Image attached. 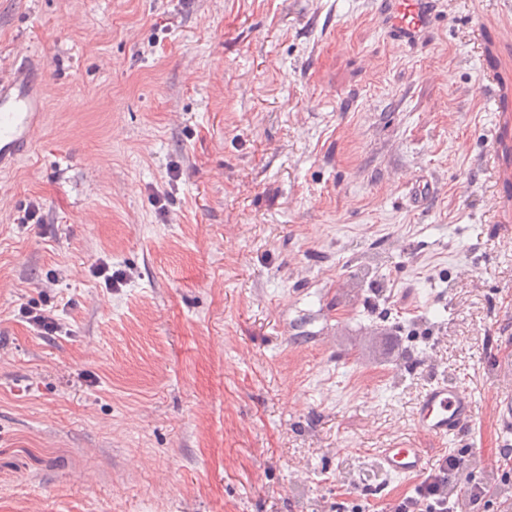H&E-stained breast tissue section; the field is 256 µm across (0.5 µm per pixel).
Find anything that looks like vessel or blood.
<instances>
[{"label":"vessel or blood","instance_id":"vessel-or-blood-1","mask_svg":"<svg viewBox=\"0 0 512 512\" xmlns=\"http://www.w3.org/2000/svg\"><path fill=\"white\" fill-rule=\"evenodd\" d=\"M375 10L389 38L404 47L424 41L434 27L436 0H374ZM44 94L36 78L26 72L0 80V170L29 151L36 141L44 109ZM476 419L472 396L444 381L431 384L418 397L412 421L427 438L445 441L461 434ZM384 470L398 479L411 480L425 473V449L397 443L377 451Z\"/></svg>","mask_w":512,"mask_h":512}]
</instances>
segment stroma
Listing matches in <instances>:
<instances>
[{"label":"stroma","instance_id":"obj_1","mask_svg":"<svg viewBox=\"0 0 512 512\" xmlns=\"http://www.w3.org/2000/svg\"><path fill=\"white\" fill-rule=\"evenodd\" d=\"M19 70L0 512H352L412 492L375 455L402 438L512 512V0H439L413 49L371 0H0ZM48 295L56 336L19 315ZM435 379L477 403L444 444ZM38 80L16 72L0 80V170L29 151L36 141L44 109V94ZM472 396L458 385L437 381L418 397L412 421L427 438L445 441L461 434L476 419Z\"/></svg>","mask_w":512,"mask_h":512}]
</instances>
